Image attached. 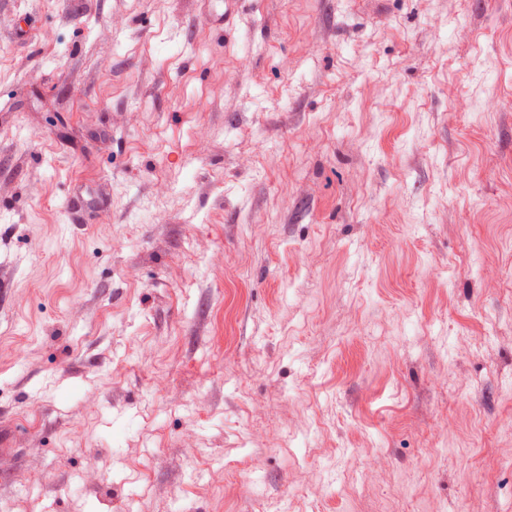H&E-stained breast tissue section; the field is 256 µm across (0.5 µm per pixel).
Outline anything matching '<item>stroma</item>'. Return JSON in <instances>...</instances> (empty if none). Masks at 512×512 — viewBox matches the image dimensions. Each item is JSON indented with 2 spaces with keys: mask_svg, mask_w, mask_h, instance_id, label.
<instances>
[{
  "mask_svg": "<svg viewBox=\"0 0 512 512\" xmlns=\"http://www.w3.org/2000/svg\"><path fill=\"white\" fill-rule=\"evenodd\" d=\"M224 10L0 0V512H512V0Z\"/></svg>",
  "mask_w": 512,
  "mask_h": 512,
  "instance_id": "1",
  "label": "stroma"
}]
</instances>
